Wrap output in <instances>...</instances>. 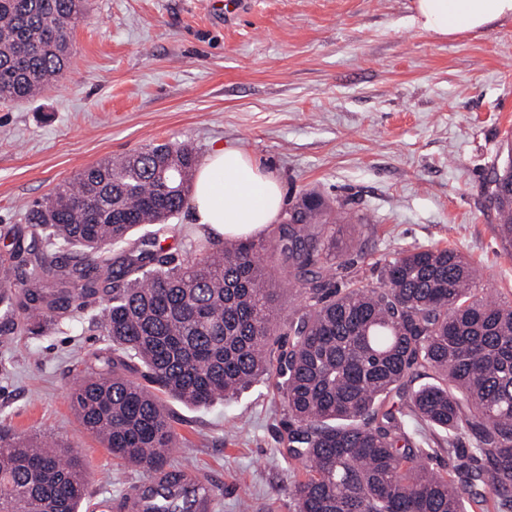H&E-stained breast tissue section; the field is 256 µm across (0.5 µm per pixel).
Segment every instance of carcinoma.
I'll return each instance as SVG.
<instances>
[{"instance_id": "obj_1", "label": "carcinoma", "mask_w": 512, "mask_h": 512, "mask_svg": "<svg viewBox=\"0 0 512 512\" xmlns=\"http://www.w3.org/2000/svg\"><path fill=\"white\" fill-rule=\"evenodd\" d=\"M79 0H0V101L72 58L48 51L83 12ZM198 166L188 144H155L82 169L35 202L27 223L53 246L76 247L59 274L31 244L0 256V315L57 321L74 302L106 297L99 321L116 357L70 395L82 426L112 457L146 475L167 466L177 432L161 396L206 406L265 378L288 410L286 452L294 512H512V305L479 293L451 247L415 248L384 264L378 287L332 284L341 250L331 209L301 195L277 226L271 258L302 302L283 320L260 246L212 242L192 262L161 245ZM489 201L512 204V153L488 180ZM141 224L154 236L117 261L106 249ZM24 272L28 288L11 279ZM147 369L151 387L127 375ZM430 381L407 391L410 377ZM441 430L426 446L423 426ZM457 454L449 470L426 459ZM87 485L80 453L0 428V512H79ZM148 512H193L164 487Z\"/></svg>"}]
</instances>
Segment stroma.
<instances>
[{
    "instance_id": "obj_1",
    "label": "stroma",
    "mask_w": 512,
    "mask_h": 512,
    "mask_svg": "<svg viewBox=\"0 0 512 512\" xmlns=\"http://www.w3.org/2000/svg\"><path fill=\"white\" fill-rule=\"evenodd\" d=\"M413 0H87L74 58L57 84L0 102V253L37 234L34 201L86 166L160 143L206 157L236 146L280 179L286 205L320 194L346 247L336 285L381 284L385 261L452 247L487 295L512 302V253L497 236L485 182L512 151V19L437 41L413 25ZM177 260L206 244L188 211L164 241ZM103 300L65 319L0 322V425L77 449L87 497L145 480L113 460L70 408L79 376L112 344ZM165 405L213 478L219 512H293L283 452L288 411L266 380L229 399Z\"/></svg>"
}]
</instances>
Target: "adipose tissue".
I'll return each mask as SVG.
<instances>
[{"label": "adipose tissue", "instance_id": "ef3b65f1", "mask_svg": "<svg viewBox=\"0 0 512 512\" xmlns=\"http://www.w3.org/2000/svg\"><path fill=\"white\" fill-rule=\"evenodd\" d=\"M512 17V0H413V23L436 39L484 31ZM284 193L275 173L237 147L214 149L199 166L188 206L205 237L260 235L276 223Z\"/></svg>", "mask_w": 512, "mask_h": 512}]
</instances>
